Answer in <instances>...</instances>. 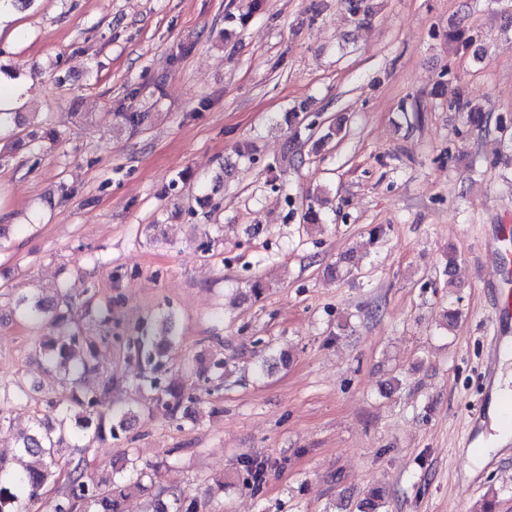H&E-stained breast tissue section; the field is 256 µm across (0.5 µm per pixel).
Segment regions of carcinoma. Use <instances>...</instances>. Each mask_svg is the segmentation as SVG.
Returning a JSON list of instances; mask_svg holds the SVG:
<instances>
[{
  "label": "carcinoma",
  "mask_w": 512,
  "mask_h": 512,
  "mask_svg": "<svg viewBox=\"0 0 512 512\" xmlns=\"http://www.w3.org/2000/svg\"><path fill=\"white\" fill-rule=\"evenodd\" d=\"M265 0H248L246 10L235 14L227 13L228 24L244 23L256 12L262 10ZM344 6L354 23L362 24L370 16L368 0H344ZM448 108L465 112L471 123L480 126L486 122L487 114L482 106L469 99L448 101ZM116 124L130 132H136L148 118L146 112H115ZM292 140L313 142L315 149L328 144L340 134L339 127H323V122L310 119L308 106L301 104L286 112L284 117ZM60 138L59 132L46 117L35 124V128H24L18 112H0V141L3 149L27 151L36 156L46 144H54ZM316 195L308 197L306 207L301 211L302 223H322ZM18 305L22 306V317L33 327L48 329L39 343V350L50 365L51 371L64 384L71 385V403L67 412L57 413L55 420L35 419L31 433L22 437L19 451L29 459L17 469L7 460L0 458V512H26L25 501L34 502L41 498L45 487L57 484L61 477L60 451L69 439L82 442L79 456L67 461L66 478L60 495L53 501L52 512H124L126 499L134 492L151 490L148 480L155 475V467L147 464L140 468L136 464L121 467L109 478H96L88 473L86 454L99 442L116 438L125 431L133 416L130 408L100 411L103 399L117 390L125 378L117 373L100 368L97 338L77 315L81 303L63 286L57 287V298L46 302L30 300L23 296ZM176 339L172 315L160 316L157 323L143 330L135 337L129 336L122 342L125 357L136 362L140 379L149 392V402L175 415L183 402L198 401L195 393L184 385L162 377L168 363V353ZM197 382L208 390L218 391L224 386V358L217 353L196 360L192 366ZM99 376L94 388L83 386L86 376ZM23 399V391L0 384V427L6 422L8 407ZM77 409L81 415L68 419V412ZM246 477L243 483L257 490L264 476V466L252 460L244 461ZM384 499V490L373 488L356 506V512H379ZM152 512H203L204 501L196 496L172 494L165 498L162 493L151 497Z\"/></svg>",
  "instance_id": "obj_1"
}]
</instances>
